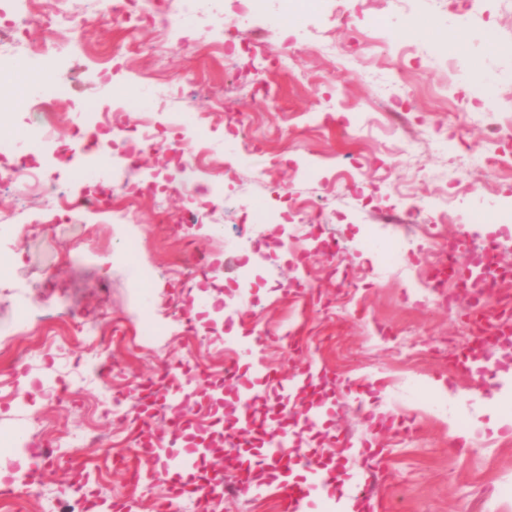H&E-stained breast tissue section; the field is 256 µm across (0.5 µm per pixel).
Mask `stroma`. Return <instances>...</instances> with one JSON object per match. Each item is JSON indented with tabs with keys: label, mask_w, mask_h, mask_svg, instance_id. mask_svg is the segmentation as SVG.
<instances>
[{
	"label": "stroma",
	"mask_w": 512,
	"mask_h": 512,
	"mask_svg": "<svg viewBox=\"0 0 512 512\" xmlns=\"http://www.w3.org/2000/svg\"><path fill=\"white\" fill-rule=\"evenodd\" d=\"M107 6L36 0L19 31L0 30V138L43 121L20 96L17 68L38 50L41 76L73 79L63 112L91 101L111 113L99 144L112 152V179L138 183L134 205L119 194L67 222L57 216L58 192L84 195L103 177L79 155L58 159V144L76 140L70 121L41 149L21 141L0 157V169L26 159L43 175L42 188L25 196L0 187V330L9 334L0 341V430H23L27 441L12 476L40 469L44 495H54L58 463L32 449L91 431L125 463L84 449L89 499L131 512L166 503L194 512L187 497H173L166 471L147 489L133 477L143 433L169 440L172 413L186 410L182 443L209 437L234 454L225 426L242 413L265 416L272 430L317 407L320 425L295 433L296 444L337 467L380 469L366 512H512V343L479 347L475 365L459 372L471 295L448 307L410 290L462 232V269L478 271L492 239L512 266V138L485 129L512 122V0H323L284 25L281 0H262L232 28L223 25L225 0L193 14L163 0L142 19ZM410 17L418 21L410 42L394 43L390 31ZM456 30L467 56H436L433 43ZM286 54L297 62L289 73L279 64ZM114 55L119 68L99 78ZM131 86L143 89L134 109L124 105ZM219 111L224 120L204 134L186 118ZM144 119L162 145L131 174L125 129ZM478 145L498 168H469ZM192 154L201 162L189 182L182 167ZM74 168L84 180L71 181ZM448 168L464 170L465 183L448 186L440 177ZM448 194L450 212L410 208ZM189 209L197 223L177 225ZM124 220L140 228L132 253ZM405 234L413 256L404 271L386 268L385 248ZM192 253L203 274L186 283L179 273ZM24 307L42 309L44 320L16 327ZM73 316L95 325L108 378L87 373L91 352ZM294 318L302 330L290 351L279 338ZM38 343L29 374L10 376L13 357ZM312 356L316 388L289 389ZM166 366L206 380L177 403L145 402L143 384L160 387ZM48 383L66 400L52 398ZM114 394L132 425L113 424ZM453 428L473 430L472 443L453 445Z\"/></svg>",
	"instance_id": "stroma-1"
}]
</instances>
